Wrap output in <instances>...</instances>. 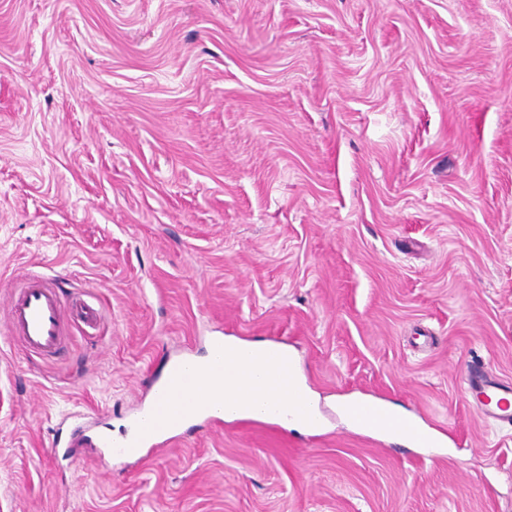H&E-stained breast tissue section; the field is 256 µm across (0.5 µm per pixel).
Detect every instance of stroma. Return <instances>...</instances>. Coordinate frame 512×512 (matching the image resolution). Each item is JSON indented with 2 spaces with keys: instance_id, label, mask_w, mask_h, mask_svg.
<instances>
[{
  "instance_id": "obj_1",
  "label": "stroma",
  "mask_w": 512,
  "mask_h": 512,
  "mask_svg": "<svg viewBox=\"0 0 512 512\" xmlns=\"http://www.w3.org/2000/svg\"><path fill=\"white\" fill-rule=\"evenodd\" d=\"M100 313L28 357L15 275ZM288 346L322 437L118 435L207 337ZM512 0H0V512H512ZM444 436L349 428L338 400ZM468 389L475 394L487 414L500 422L512 423L511 401L502 396V393L511 392L510 385H504L481 368L474 367L468 372Z\"/></svg>"
}]
</instances>
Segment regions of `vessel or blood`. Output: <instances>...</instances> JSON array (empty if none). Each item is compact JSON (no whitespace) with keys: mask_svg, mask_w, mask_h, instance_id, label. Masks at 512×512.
<instances>
[{"mask_svg":"<svg viewBox=\"0 0 512 512\" xmlns=\"http://www.w3.org/2000/svg\"><path fill=\"white\" fill-rule=\"evenodd\" d=\"M67 303L53 280L25 275L9 294L5 308L10 336L27 353L48 356L61 346L66 334ZM213 353L203 367L190 356L168 360L164 372L150 383V400L141 408L123 434L106 432L87 435L93 447L108 449L112 456L130 463L141 462L148 451L163 450L181 440L188 425L219 422L209 393L224 377V348L218 337L209 340ZM296 365L288 358L274 361L270 388L275 395L273 410L288 416L316 420L309 402L295 384ZM468 388L487 414L503 423H512V387L504 385L481 368L468 373Z\"/></svg>","mask_w":512,"mask_h":512,"instance_id":"b4317fda","label":"vessel or blood"}]
</instances>
